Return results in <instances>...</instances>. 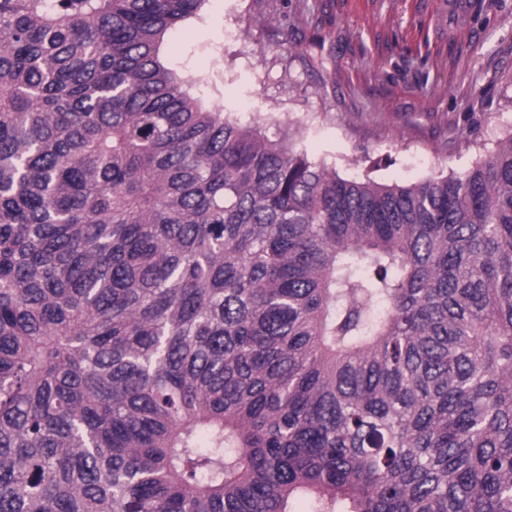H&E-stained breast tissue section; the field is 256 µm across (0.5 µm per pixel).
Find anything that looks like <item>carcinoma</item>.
Returning a JSON list of instances; mask_svg holds the SVG:
<instances>
[{
	"mask_svg": "<svg viewBox=\"0 0 512 512\" xmlns=\"http://www.w3.org/2000/svg\"><path fill=\"white\" fill-rule=\"evenodd\" d=\"M205 0H0V512H512V136L354 181L160 59Z\"/></svg>",
	"mask_w": 512,
	"mask_h": 512,
	"instance_id": "carcinoma-1",
	"label": "carcinoma"
}]
</instances>
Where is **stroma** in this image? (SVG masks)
<instances>
[{
	"label": "stroma",
	"mask_w": 512,
	"mask_h": 512,
	"mask_svg": "<svg viewBox=\"0 0 512 512\" xmlns=\"http://www.w3.org/2000/svg\"><path fill=\"white\" fill-rule=\"evenodd\" d=\"M205 0L162 58L209 108L339 176H462L512 136V0ZM236 37L225 40V29Z\"/></svg>",
	"instance_id": "35a3bbf8"
}]
</instances>
